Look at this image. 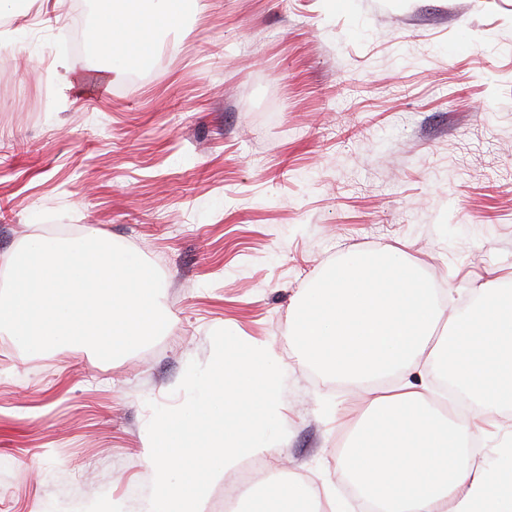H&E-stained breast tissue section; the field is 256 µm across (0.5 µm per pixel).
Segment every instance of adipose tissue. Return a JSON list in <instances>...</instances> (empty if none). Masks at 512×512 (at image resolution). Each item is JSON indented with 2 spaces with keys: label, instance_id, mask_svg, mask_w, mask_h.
Wrapping results in <instances>:
<instances>
[{
  "label": "adipose tissue",
  "instance_id": "adipose-tissue-1",
  "mask_svg": "<svg viewBox=\"0 0 512 512\" xmlns=\"http://www.w3.org/2000/svg\"><path fill=\"white\" fill-rule=\"evenodd\" d=\"M190 0H115L88 31L103 52L135 44L152 53L156 31ZM322 375L372 400L340 468L372 512H512V453L489 459L474 430L442 412L410 376L422 366L469 399L477 413L512 408V289L482 283L468 310L446 315L420 267L404 252H347L304 289L290 330ZM409 380L381 391L395 373ZM321 494L292 480L266 481L241 512H311Z\"/></svg>",
  "mask_w": 512,
  "mask_h": 512
}]
</instances>
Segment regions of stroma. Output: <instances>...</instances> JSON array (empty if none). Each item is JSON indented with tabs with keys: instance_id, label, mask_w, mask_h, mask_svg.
<instances>
[{
	"instance_id": "1",
	"label": "stroma",
	"mask_w": 512,
	"mask_h": 512,
	"mask_svg": "<svg viewBox=\"0 0 512 512\" xmlns=\"http://www.w3.org/2000/svg\"><path fill=\"white\" fill-rule=\"evenodd\" d=\"M80 2L0 37V272L36 237L114 241L169 324L108 362L0 332V512H140L149 405L183 403L224 328L287 370L265 479L356 512L339 460L368 400L299 358L291 309L352 249H402L450 314L512 276V0H197L140 80L94 85L58 46Z\"/></svg>"
}]
</instances>
